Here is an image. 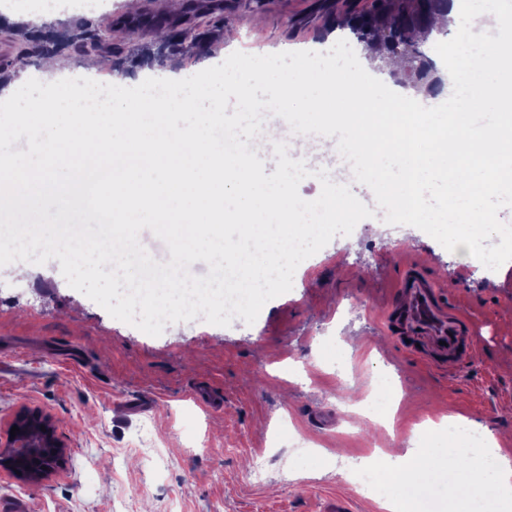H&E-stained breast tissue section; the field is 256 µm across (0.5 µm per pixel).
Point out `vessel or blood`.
I'll use <instances>...</instances> for the list:
<instances>
[{"label": "vessel or blood", "instance_id": "obj_1", "mask_svg": "<svg viewBox=\"0 0 512 512\" xmlns=\"http://www.w3.org/2000/svg\"><path fill=\"white\" fill-rule=\"evenodd\" d=\"M399 288L402 300L394 316L431 356L447 359L452 369L475 356L477 325L446 289L413 271L405 275Z\"/></svg>", "mask_w": 512, "mask_h": 512}]
</instances>
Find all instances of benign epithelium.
I'll return each instance as SVG.
<instances>
[{
  "label": "benign epithelium",
  "instance_id": "7a95c632",
  "mask_svg": "<svg viewBox=\"0 0 512 512\" xmlns=\"http://www.w3.org/2000/svg\"><path fill=\"white\" fill-rule=\"evenodd\" d=\"M34 423L45 430H29L25 425ZM17 426L16 436L0 441V469L16 479L36 483L47 479L57 468L61 467L67 456V446L57 433L56 423L47 415L19 409L8 427ZM42 455L47 458L48 466L35 469L30 459Z\"/></svg>",
  "mask_w": 512,
  "mask_h": 512
}]
</instances>
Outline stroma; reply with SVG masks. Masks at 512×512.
<instances>
[{
	"instance_id": "stroma-1",
	"label": "stroma",
	"mask_w": 512,
	"mask_h": 512,
	"mask_svg": "<svg viewBox=\"0 0 512 512\" xmlns=\"http://www.w3.org/2000/svg\"><path fill=\"white\" fill-rule=\"evenodd\" d=\"M229 40H214L228 63L279 64L313 53L333 28L345 0H227ZM124 74L149 66L159 45L145 28L126 31ZM242 88L224 84L222 122L244 139L277 121L264 80L252 81L258 107L238 108ZM314 131L306 151L317 176L295 194L323 196L345 186L362 220L351 236L336 235L296 269L292 289L268 301L254 324L221 327L184 322L179 335H148L114 319L69 286L59 260L28 279L0 266V434L26 407L54 418L68 446L62 468L26 484L0 473V504L23 500L27 512H380L356 494L346 463L373 448L411 447L419 423L452 413L490 431L512 451V260L489 266L449 250L429 224L396 223L386 199L349 178L355 163L319 151ZM302 151L293 149L289 158ZM356 239L350 248L348 239ZM460 297L479 320L476 356L455 370L399 344L384 314L398 294L403 261ZM352 351L337 358V341ZM391 379L399 404L389 427L350 408ZM212 386L220 400L207 409L193 389ZM165 457L154 469L128 445L142 421ZM263 482L246 474L256 456ZM320 456V476L304 475Z\"/></svg>"
}]
</instances>
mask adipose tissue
Wrapping results in <instances>:
<instances>
[{"label": "adipose tissue", "instance_id": "1", "mask_svg": "<svg viewBox=\"0 0 512 512\" xmlns=\"http://www.w3.org/2000/svg\"><path fill=\"white\" fill-rule=\"evenodd\" d=\"M473 14L464 0H453L448 13L455 36L447 42L441 69L450 82V112L433 103L417 108L413 90L379 95L365 79L376 60L362 49L353 61L343 60L331 38L322 55L291 68L272 70L258 61L208 69L164 96L140 76L132 79L135 97L121 88L104 93L60 72L55 59L44 60L37 72H22L0 91L12 106L10 119H0V222L35 224L40 206H61L69 234L93 271L104 258L123 263L128 241L148 224L170 235L180 258L209 265L213 282L231 284L246 299L270 279L272 267L240 253L216 256L215 245L229 233L242 241L266 240L288 257L307 238L303 211H322L339 224L361 220L345 193L305 200L291 189L296 172L311 174L315 166L302 158L287 166L286 151L295 141L307 145L311 132L322 127L323 151L356 157L354 177L389 202L396 222L429 223L419 186L446 176L448 198L437 232L450 248L473 245L475 238L497 231L487 203L512 181V64L496 65L489 75L480 58L460 53L474 34ZM259 76L288 115L247 142V159L230 157L209 141L206 129L218 115L200 109L197 90L206 88L216 100L226 80L247 84ZM40 90L63 98L30 106ZM480 110L497 112L499 119L478 132L471 115ZM178 114L184 123L175 122ZM19 126L28 133L29 149L8 152ZM266 163L283 169L279 182L258 176V165ZM396 167L401 177L393 176ZM105 189L111 195L103 209L96 199ZM91 224L100 225L101 233L89 240L84 230Z\"/></svg>", "mask_w": 512, "mask_h": 512}]
</instances>
